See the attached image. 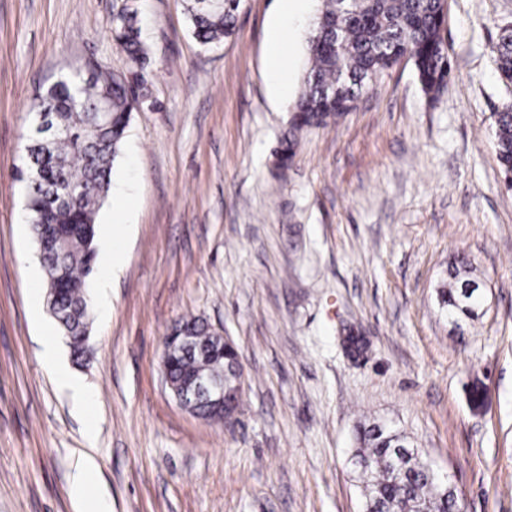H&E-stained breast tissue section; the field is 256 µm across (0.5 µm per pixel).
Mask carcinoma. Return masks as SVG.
<instances>
[{
  "label": "carcinoma",
  "instance_id": "obj_1",
  "mask_svg": "<svg viewBox=\"0 0 512 512\" xmlns=\"http://www.w3.org/2000/svg\"><path fill=\"white\" fill-rule=\"evenodd\" d=\"M195 38L215 43L234 32V0H185ZM324 8L308 41L311 59L302 90L291 108V136L281 141L282 162L293 155L296 133L320 126L350 111L399 55L409 54L417 79L434 101L448 84V52L442 36L440 0H323ZM110 30L126 53L127 69L115 76L91 63L86 74L60 79L44 91L33 110H47L62 129L46 140L31 131L24 145L25 168L42 172L28 183L26 208L46 274L49 306L65 334L79 340L89 334L86 289L96 258L95 216L108 197L110 175L131 114L155 103L149 89L151 58L141 38L138 7L124 4L113 15ZM501 78L512 83V28L496 45ZM495 147L506 178L512 181V105L498 113ZM89 191L59 205L70 186ZM480 282L463 264L437 289L439 304L454 325L475 316ZM181 327L194 337V351L171 369L179 379L199 371L224 373L232 392L227 401L240 405L234 376L242 368L233 349L217 361L211 352L222 346L210 325L199 317L185 318ZM354 458L363 484V512H459L458 498L448 481L431 468L425 453L404 434L379 423L357 431Z\"/></svg>",
  "mask_w": 512,
  "mask_h": 512
}]
</instances>
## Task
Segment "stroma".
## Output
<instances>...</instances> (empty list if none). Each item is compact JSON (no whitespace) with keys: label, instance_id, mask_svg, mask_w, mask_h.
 Segmentation results:
<instances>
[{"label":"stroma","instance_id":"35a3bbf8","mask_svg":"<svg viewBox=\"0 0 512 512\" xmlns=\"http://www.w3.org/2000/svg\"><path fill=\"white\" fill-rule=\"evenodd\" d=\"M123 2L0 0V512H77L82 451L97 463L91 510L103 491L112 512H362L352 454L368 421L423 449L461 512H512V189L494 148L512 103L494 53L512 0H447L454 77L440 98L402 62L301 132L284 166L322 0L289 21L285 98L267 77L277 0H240L234 35L211 47L182 0H137L159 107L132 114L96 218L113 230L97 251L121 270L77 360L14 173L39 94L90 58L125 72L109 31ZM460 258L482 301L457 328L436 289ZM190 316L242 354L228 424L182 409L163 379V338ZM45 326L88 411L42 358ZM348 327L364 359L344 356Z\"/></svg>","mask_w":512,"mask_h":512}]
</instances>
